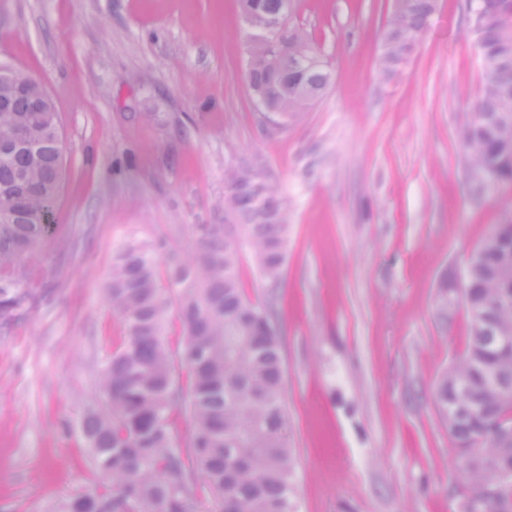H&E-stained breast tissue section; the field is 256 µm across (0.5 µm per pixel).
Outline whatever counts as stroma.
Listing matches in <instances>:
<instances>
[{
    "label": "stroma",
    "mask_w": 512,
    "mask_h": 512,
    "mask_svg": "<svg viewBox=\"0 0 512 512\" xmlns=\"http://www.w3.org/2000/svg\"><path fill=\"white\" fill-rule=\"evenodd\" d=\"M389 7L295 0L333 78L273 128L250 103L236 0H0V67L41 79L67 146L35 301L0 331V512H50L93 483L79 426L125 338L113 259L132 240L164 267L193 254L238 165L288 198L275 293L297 512H462L434 388L466 350L463 272L512 217V185L476 193L459 141L483 67L467 0H443L391 77Z\"/></svg>",
    "instance_id": "obj_1"
}]
</instances>
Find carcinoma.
Returning <instances> with one entry per match:
<instances>
[{
  "instance_id": "1",
  "label": "carcinoma",
  "mask_w": 512,
  "mask_h": 512,
  "mask_svg": "<svg viewBox=\"0 0 512 512\" xmlns=\"http://www.w3.org/2000/svg\"><path fill=\"white\" fill-rule=\"evenodd\" d=\"M473 3L470 29L484 66L476 119L460 141L472 170L495 167L504 185L512 182V0ZM433 13L432 0H406L402 11L389 13L385 71H397L403 54L416 50ZM288 25V66L273 74L258 60L248 72L253 87L303 90L299 98H281L277 126L298 119L330 86L324 63L297 64L313 50L312 38ZM20 123L37 133L41 113L25 111L21 102L0 112V142H12ZM62 166L49 146L37 162L20 149L0 156V209H10L16 194L25 207L12 223H0V328L34 300L25 266L52 231L45 220L60 192ZM224 188L232 223L199 225V253L167 276L156 249L143 244H128L113 264L108 296L123 319L125 341L101 364L103 407L81 422L96 481L60 501L56 512H197L202 481L220 512H294L276 303L246 296L228 254L230 239L243 240L261 278L277 287L287 262L288 199L272 179L240 168L225 171ZM498 230L502 241L488 247L486 266L466 271L465 298L494 300L493 323L512 336V284L493 275L498 266L512 267V221ZM174 302L183 325L176 349L165 339ZM435 400L458 447L460 478L472 487L465 512H512V353L500 351V337L488 334L485 323L472 321L467 350L438 380ZM176 413L194 426L183 444L173 434Z\"/></svg>"
}]
</instances>
